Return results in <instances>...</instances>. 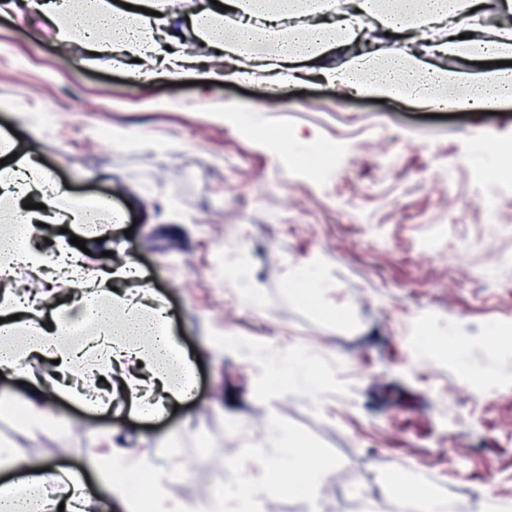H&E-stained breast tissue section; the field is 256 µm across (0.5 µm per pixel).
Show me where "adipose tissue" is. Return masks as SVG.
Instances as JSON below:
<instances>
[{
	"label": "adipose tissue",
	"mask_w": 512,
	"mask_h": 512,
	"mask_svg": "<svg viewBox=\"0 0 512 512\" xmlns=\"http://www.w3.org/2000/svg\"><path fill=\"white\" fill-rule=\"evenodd\" d=\"M64 0L53 18L56 43H74L84 57L99 53L107 63L126 69L133 85L175 82L203 70L209 82L247 81L280 89L300 79L299 62L320 67L319 76L342 93L406 100L452 112H483L512 102V72L487 70L468 74L440 66L442 58L496 61L512 58V0H500L499 22L484 24L474 13V0H225L226 11L201 6L192 28L194 44L185 46L170 26V0ZM365 50L342 68L320 61L328 52L352 45ZM14 183L0 179V197L10 202L12 231H0V277L23 269L43 284L24 307L9 294L0 296V367L16 368L24 356L53 360L50 374L33 378L31 393L0 399V412L19 411L27 429L56 424L43 396L51 391L82 405L105 411L96 394L76 382L118 377L136 412L162 416L171 402L192 389L190 356L172 336L163 316L143 312L146 291L132 287L140 273L122 259L107 266L74 254L58 240L53 254L21 246L31 225L83 226L91 216L86 202L60 185L41 191V167L34 160L13 168ZM40 192L42 206L23 208L28 194ZM79 280L91 293L81 311L91 335L104 337L98 360L86 362L62 327L47 329L36 319L37 308L56 307L61 279ZM272 450L250 449L266 461L273 475H287L291 489L310 496L322 471L317 451L300 447L292 437L276 433ZM90 468L97 480L111 483L123 512H224L223 502L192 506L175 500L170 475L150 465L148 453L108 446L93 454ZM146 473L137 491L122 487L124 478ZM55 471L18 461L10 476L19 495L0 498V512H111L98 502L90 482L67 473L68 492L57 496Z\"/></svg>",
	"instance_id": "obj_1"
}]
</instances>
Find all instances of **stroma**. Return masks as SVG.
Returning <instances> with one entry per match:
<instances>
[{
	"label": "stroma",
	"instance_id": "1",
	"mask_svg": "<svg viewBox=\"0 0 512 512\" xmlns=\"http://www.w3.org/2000/svg\"><path fill=\"white\" fill-rule=\"evenodd\" d=\"M52 35L32 9L0 15V136L17 132L57 183L124 212L73 233L94 258L139 266L147 306L195 360L194 397L158 422L122 399L97 415L57 399L62 425L0 416V442L71 470L113 430L174 472L177 500L234 512L226 458L278 426L319 451L324 476L305 498L248 468L260 512H396L388 483L404 476L461 512L512 502V186H490L479 153L512 142V104L434 117L316 78L273 99L200 71L137 89L106 63L60 58ZM234 102L257 105L263 127L216 116ZM47 108L65 125H46ZM119 131L135 146L115 145ZM305 139L342 146L328 180L291 166ZM237 259L253 300L224 280ZM300 268L317 278L304 293L289 284ZM292 355L320 367L321 396L269 384Z\"/></svg>",
	"mask_w": 512,
	"mask_h": 512
}]
</instances>
